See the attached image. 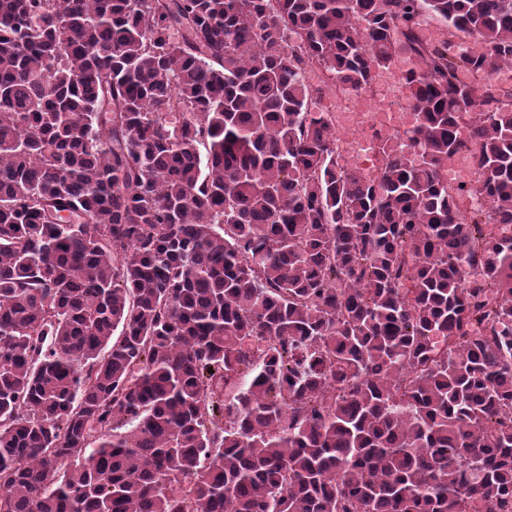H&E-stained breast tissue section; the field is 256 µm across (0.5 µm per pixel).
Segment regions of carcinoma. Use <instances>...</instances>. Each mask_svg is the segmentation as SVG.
<instances>
[{
    "instance_id": "obj_1",
    "label": "carcinoma",
    "mask_w": 512,
    "mask_h": 512,
    "mask_svg": "<svg viewBox=\"0 0 512 512\" xmlns=\"http://www.w3.org/2000/svg\"><path fill=\"white\" fill-rule=\"evenodd\" d=\"M401 49L349 170L306 70ZM505 66L512 0H0V512L511 508Z\"/></svg>"
}]
</instances>
